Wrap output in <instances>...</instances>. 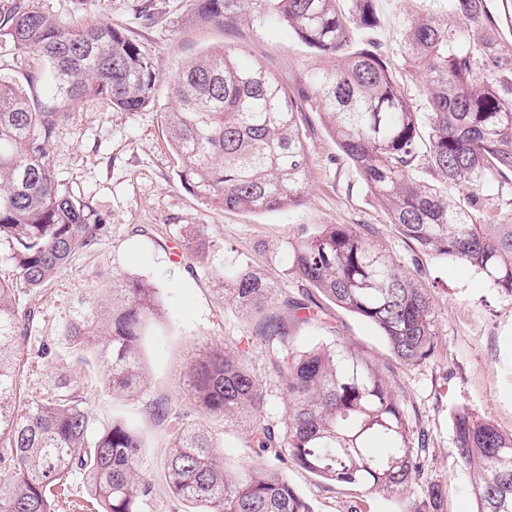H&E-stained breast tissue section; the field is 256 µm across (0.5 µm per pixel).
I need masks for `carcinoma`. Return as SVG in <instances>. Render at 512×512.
<instances>
[{
  "label": "carcinoma",
  "instance_id": "1",
  "mask_svg": "<svg viewBox=\"0 0 512 512\" xmlns=\"http://www.w3.org/2000/svg\"><path fill=\"white\" fill-rule=\"evenodd\" d=\"M193 0V17L233 26L269 18L286 24L318 55L340 61L308 75L303 101L372 192L412 251L451 259L482 274L489 287L512 296V224H485L412 177L417 163L448 185L477 192L512 174V82L492 77L497 35L481 33L482 62L468 36L422 19L408 45L424 61L427 111L417 112L392 79L373 34L377 0ZM448 10L480 27L485 0H448ZM14 49L42 58L53 94L69 105L97 99L114 110L137 111L153 101L157 73L151 55L108 23L70 24L32 3L0 15ZM176 107L167 116L178 176L197 197L228 211H274L304 203L310 182L309 146L298 126L302 104L260 66L242 67L231 49L190 60L172 79ZM62 112H35L24 91L0 78V245H8L15 280L0 281V512H55L58 496L81 477L92 512H143L154 484L144 466L142 431L128 420L92 416L76 373L50 397L15 414L18 351L34 313L16 303L21 289L44 287L72 255L104 232L102 215L54 173L46 145ZM211 241L197 228L185 247L203 254ZM291 266L335 305L375 326L391 354L418 365L437 349L434 310L410 273L376 249L364 224H327L291 246ZM110 302L85 299L62 327L77 353L95 354L113 396L136 394L147 365L142 349L164 335L166 310L158 288L143 278L112 277ZM224 296L257 319L246 344L267 352L282 383L286 410L265 420V382L245 363L244 349L215 344L188 366L192 408L247 423L252 455L224 456L205 428L178 430L166 454L165 481L199 512H313L288 481L294 465L329 485L359 495L401 496L400 512H439L444 491L419 484L425 439L371 361L340 337L298 347L288 319L319 320L308 303L279 299L277 289L247 264L224 281ZM162 426L174 415L160 397L148 406ZM456 465L477 475L476 512H512V433L477 420L467 407L453 415Z\"/></svg>",
  "mask_w": 512,
  "mask_h": 512
}]
</instances>
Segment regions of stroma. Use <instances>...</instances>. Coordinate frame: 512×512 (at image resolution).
Wrapping results in <instances>:
<instances>
[{
  "instance_id": "1",
  "label": "stroma",
  "mask_w": 512,
  "mask_h": 512,
  "mask_svg": "<svg viewBox=\"0 0 512 512\" xmlns=\"http://www.w3.org/2000/svg\"><path fill=\"white\" fill-rule=\"evenodd\" d=\"M43 11L73 22H103L122 29L152 56L158 79L151 106L126 112L95 101L68 107L47 145L59 180L105 215L109 228L96 243L72 257L44 288L17 294L19 306L32 309V338L18 356L22 393L19 405L49 397L77 366L60 328L82 297L103 288L107 278L126 274L159 288L169 332L147 348L148 378L133 397L115 399L96 378L83 388L94 414L122 411L136 419L146 440L144 458L154 483L145 512H189L188 503L169 495L163 457L175 428L183 422L207 427L224 454L248 455L246 427L225 426L223 419L191 411L183 386L186 364L207 343H236L251 335L253 324L238 313L213 270L251 264L288 295L305 298L309 286L291 270L292 242L318 232L324 224H365L370 239L411 272L435 312L437 351L427 361L405 366L396 361L382 336L369 324L335 305H327L326 324L294 327L302 343L343 336L383 371L406 408L415 431L427 439L423 483L445 491L442 512H475L471 477L455 464L452 414L469 407L478 418L512 432V298L489 288L472 269L432 256L414 260L405 239L391 224L386 205L355 168L342 158L335 139L317 113H308L302 131L311 149V183L301 206L268 212H230L210 206L182 184L169 144L165 115L175 105L170 80L189 60L227 47L240 64L261 65L293 97H300L309 71L333 66L285 26L240 23L221 27L193 19V0H37ZM489 24L498 28L501 74L512 77V0H486ZM381 24L375 33L402 92L415 111L427 109L425 69L408 51L411 23L430 18L445 29L461 21L448 0H379ZM0 77L23 87L35 106L51 103L48 67L40 57L14 50L0 30ZM477 208L497 224L512 222V183L487 184ZM204 225L215 247L207 258L186 254L183 239ZM252 370L269 392L267 418L280 420L285 404L280 382L268 369L264 348L245 351ZM168 399L178 417L172 426L156 425L145 414L147 401ZM288 478L315 512H397L390 497L356 498L353 491L330 486L292 467Z\"/></svg>"
}]
</instances>
